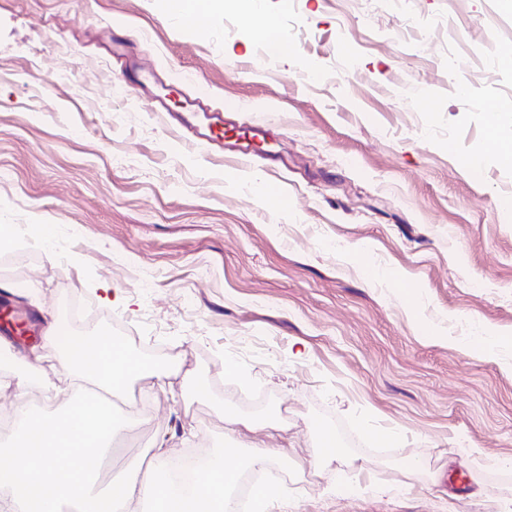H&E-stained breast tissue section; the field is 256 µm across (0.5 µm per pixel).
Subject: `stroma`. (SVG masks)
Listing matches in <instances>:
<instances>
[{
    "label": "stroma",
    "mask_w": 512,
    "mask_h": 512,
    "mask_svg": "<svg viewBox=\"0 0 512 512\" xmlns=\"http://www.w3.org/2000/svg\"><path fill=\"white\" fill-rule=\"evenodd\" d=\"M261 11L288 57L266 55L242 0L201 30L159 0H0V224L28 228L0 261L25 323L0 322L22 355L0 361V410L21 377L30 406L67 408L58 360H24L41 329L103 335L183 384L146 377L115 403L132 427L93 492L159 447L257 445L271 512H503L512 346L462 344L512 335V165L487 138L490 114L512 110V6ZM162 93L201 105L194 127L222 115L225 143L253 127L251 164L185 144ZM226 408L256 430L225 425ZM321 424L360 446L318 462ZM504 344L511 346V337L509 339H504L496 333L482 330L478 334V337L471 342L469 347L478 349L487 356L492 357L495 355L496 350Z\"/></svg>",
    "instance_id": "35a3bbf8"
}]
</instances>
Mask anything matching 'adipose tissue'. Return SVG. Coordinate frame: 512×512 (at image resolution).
Returning a JSON list of instances; mask_svg holds the SVG:
<instances>
[{
  "label": "adipose tissue",
  "mask_w": 512,
  "mask_h": 512,
  "mask_svg": "<svg viewBox=\"0 0 512 512\" xmlns=\"http://www.w3.org/2000/svg\"><path fill=\"white\" fill-rule=\"evenodd\" d=\"M60 366L68 377L69 405L56 419L32 409L25 400V381L17 383L14 426L0 435V453L10 458L0 465V512H62L72 502L81 512H140L145 501L152 512H174L179 499L191 512H229V490L239 475L235 448L220 456L208 454L183 494L162 477L168 457L161 448L145 468L114 481L108 492L89 493L87 483L100 452L121 429L110 399L144 370L121 343L84 336L66 348Z\"/></svg>",
  "instance_id": "adipose-tissue-1"
}]
</instances>
